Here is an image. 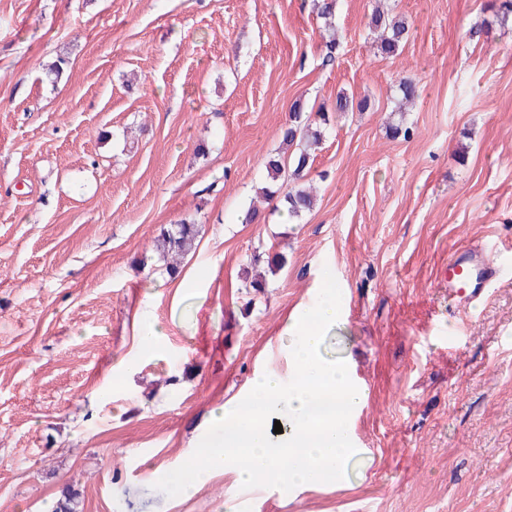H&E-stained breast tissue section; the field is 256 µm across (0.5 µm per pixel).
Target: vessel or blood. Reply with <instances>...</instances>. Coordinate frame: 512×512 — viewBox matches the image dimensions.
I'll return each instance as SVG.
<instances>
[{
    "instance_id": "obj_1",
    "label": "vessel or blood",
    "mask_w": 512,
    "mask_h": 512,
    "mask_svg": "<svg viewBox=\"0 0 512 512\" xmlns=\"http://www.w3.org/2000/svg\"><path fill=\"white\" fill-rule=\"evenodd\" d=\"M497 275V266L489 262L483 249L460 248L448 262V293L459 304H470Z\"/></svg>"
}]
</instances>
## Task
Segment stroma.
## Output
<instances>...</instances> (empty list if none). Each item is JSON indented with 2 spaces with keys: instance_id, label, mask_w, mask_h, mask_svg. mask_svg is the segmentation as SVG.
<instances>
[{
  "instance_id": "obj_1",
  "label": "stroma",
  "mask_w": 512,
  "mask_h": 512,
  "mask_svg": "<svg viewBox=\"0 0 512 512\" xmlns=\"http://www.w3.org/2000/svg\"><path fill=\"white\" fill-rule=\"evenodd\" d=\"M315 3L0 0V512L67 490L77 512H512V20L337 0L332 49ZM378 9L408 22L392 57ZM340 91L368 107L334 111ZM298 99L330 122L292 219L256 190ZM183 220L201 232L170 275L154 240ZM468 245L501 270L462 310ZM326 269L342 317L321 353L366 389L346 478L156 489L257 376L288 377Z\"/></svg>"
}]
</instances>
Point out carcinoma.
Masks as SVG:
<instances>
[{"label": "carcinoma", "instance_id": "1", "mask_svg": "<svg viewBox=\"0 0 512 512\" xmlns=\"http://www.w3.org/2000/svg\"><path fill=\"white\" fill-rule=\"evenodd\" d=\"M371 23L380 53L386 56L397 54L408 35L406 20L378 12L372 16ZM304 110L303 101L295 100L292 119L281 128V142L287 147L295 145L297 150L287 157L277 154L266 161L268 183L261 188L265 197H272L275 194L273 186L278 184L283 173H288L283 201L291 218H298L315 206L316 199L313 188L308 185V175L325 137L324 125L329 121L327 113L321 110L316 113L315 121L304 115ZM198 235V225L181 222L160 233L155 240V249L163 259H173L189 252Z\"/></svg>", "mask_w": 512, "mask_h": 512}]
</instances>
